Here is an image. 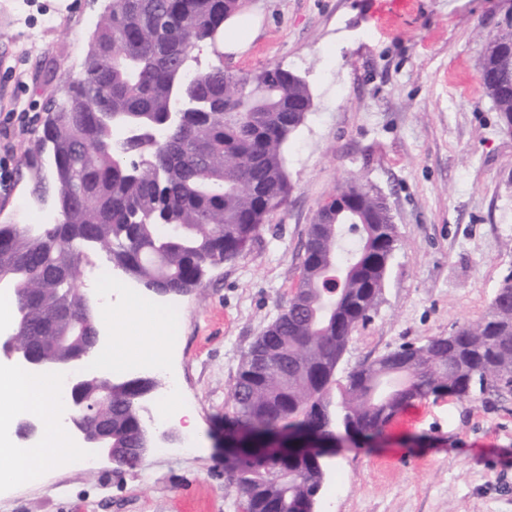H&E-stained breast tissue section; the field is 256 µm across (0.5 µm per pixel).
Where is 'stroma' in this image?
Listing matches in <instances>:
<instances>
[{
  "mask_svg": "<svg viewBox=\"0 0 512 512\" xmlns=\"http://www.w3.org/2000/svg\"><path fill=\"white\" fill-rule=\"evenodd\" d=\"M384 0H243L261 17L240 56L194 49L202 68L241 75L270 67L307 81L314 109L287 146L288 202L200 291L157 298L180 310L168 365L178 406L199 421L193 450L177 421L153 426L136 469L106 457L87 472L60 463L36 485L0 494V512H240L216 436L243 354L299 281L309 224L350 176L386 199L398 241L382 300L354 329L336 371L406 343L445 336L485 315L512 271V134L480 83L501 0H412L394 27ZM112 0H0V150L11 151L0 222L29 224L52 195L31 192L23 159L45 103L83 67ZM417 419L327 458L316 512H512V392L417 399Z\"/></svg>",
  "mask_w": 512,
  "mask_h": 512,
  "instance_id": "1",
  "label": "stroma"
}]
</instances>
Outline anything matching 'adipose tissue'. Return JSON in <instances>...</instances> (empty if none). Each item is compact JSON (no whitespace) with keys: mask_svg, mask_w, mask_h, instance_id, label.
<instances>
[{"mask_svg":"<svg viewBox=\"0 0 512 512\" xmlns=\"http://www.w3.org/2000/svg\"><path fill=\"white\" fill-rule=\"evenodd\" d=\"M54 385L50 375L12 372L0 381V414L16 416L29 405L36 404L46 421H54L58 408L54 401ZM78 450L63 430L52 431L46 447L31 448L16 442L0 444V483L22 484L26 470L34 464L47 467L69 460Z\"/></svg>","mask_w":512,"mask_h":512,"instance_id":"ef3b65f1","label":"adipose tissue"}]
</instances>
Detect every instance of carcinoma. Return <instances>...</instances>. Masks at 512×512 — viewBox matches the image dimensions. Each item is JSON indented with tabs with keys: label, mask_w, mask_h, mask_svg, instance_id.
Listing matches in <instances>:
<instances>
[{
	"label": "carcinoma",
	"mask_w": 512,
	"mask_h": 512,
	"mask_svg": "<svg viewBox=\"0 0 512 512\" xmlns=\"http://www.w3.org/2000/svg\"><path fill=\"white\" fill-rule=\"evenodd\" d=\"M241 0H112L100 17L83 68L65 78L63 97L47 113L26 165L50 171L60 224H0V287L18 310L15 348L38 347L44 365H63L83 342L62 347V312L80 300L87 325L98 315L79 293L81 260L101 251L152 292L186 294L208 269L243 251L270 213L288 199L285 147L313 110L306 81L265 69L269 92L220 67L190 72L191 52L213 40ZM486 61L483 82L499 119L512 118V74ZM191 101L183 123L166 122L175 99ZM246 108L234 122L224 113ZM147 136L112 151L116 121ZM359 224H311L298 288L256 338L238 366L224 415V436L242 457L227 479L249 512H315L325 465L290 455L291 445L373 440L414 398L470 397L474 384H512V270L487 314L446 336L405 344L349 373L334 375L357 324L379 304L396 248L397 228L383 197L357 178L337 187ZM157 381L111 383L91 376L87 393H112V405L80 415L112 429L115 464L125 449L148 445L140 394Z\"/></svg>",
	"instance_id": "cac0c4a2"
}]
</instances>
